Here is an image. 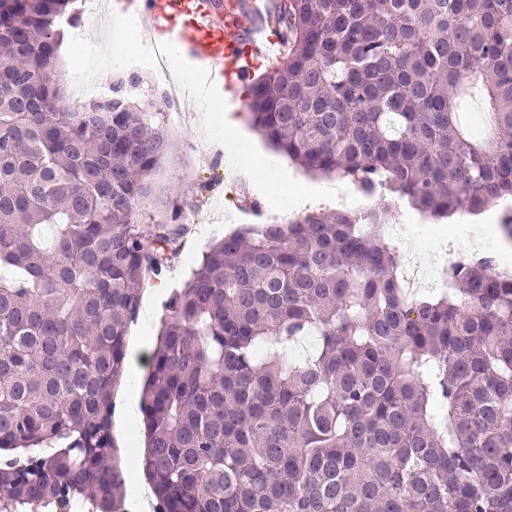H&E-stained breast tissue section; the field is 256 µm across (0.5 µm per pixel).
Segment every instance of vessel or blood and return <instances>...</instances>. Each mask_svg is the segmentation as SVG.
Returning <instances> with one entry per match:
<instances>
[{
	"label": "vessel or blood",
	"instance_id": "obj_1",
	"mask_svg": "<svg viewBox=\"0 0 512 512\" xmlns=\"http://www.w3.org/2000/svg\"><path fill=\"white\" fill-rule=\"evenodd\" d=\"M126 9L165 21L172 38L192 59L206 64V81L226 72L249 75L255 58L264 56L273 40L264 16L267 0H248L244 13L223 20L214 0H123Z\"/></svg>",
	"mask_w": 512,
	"mask_h": 512
}]
</instances>
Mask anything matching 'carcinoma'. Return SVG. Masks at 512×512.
Instances as JSON below:
<instances>
[{
	"mask_svg": "<svg viewBox=\"0 0 512 512\" xmlns=\"http://www.w3.org/2000/svg\"><path fill=\"white\" fill-rule=\"evenodd\" d=\"M75 3L0 0V512H121L112 395L187 231L185 195L134 220L173 147L140 76L78 106L54 79ZM267 23L247 107L304 170L441 218L512 198V0H270ZM399 265L373 211L202 254L142 387L156 512H512V270L457 257L423 298Z\"/></svg>",
	"mask_w": 512,
	"mask_h": 512,
	"instance_id": "carcinoma-1",
	"label": "carcinoma"
}]
</instances>
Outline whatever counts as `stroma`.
<instances>
[{
	"mask_svg": "<svg viewBox=\"0 0 512 512\" xmlns=\"http://www.w3.org/2000/svg\"><path fill=\"white\" fill-rule=\"evenodd\" d=\"M147 25L144 16L131 20L115 11L100 13L93 24L68 31L69 42L78 49L70 55L61 54L62 81H77L91 72L99 84L111 86L117 73L105 65V58L117 57L124 48L133 49L142 41ZM140 74L143 82L132 89V96L145 110L165 113L166 126L178 140L176 152L163 159L153 174L155 191L164 196L188 195L186 213L192 221L187 225L178 262L150 281L154 291L146 299L152 303L154 314L151 320L139 318L131 325L127 344L133 359L126 363L125 378L113 392L115 455L129 481L143 477L139 458L144 430L139 404L147 361L168 301L190 278L202 253L243 224H285L309 210L330 214L338 209L334 199L317 190L323 177L304 173L252 128L243 95L233 98L239 127L231 132L225 129L222 115L199 111L195 102H184L181 111H172L168 99L155 87L150 70L141 69ZM245 154L256 156L260 167L246 174L234 171L232 160ZM285 172L297 183L282 189L278 182ZM348 209H376L384 223L400 225L422 256L423 268L435 278L440 277L450 248L463 244L476 248L496 237L493 225L464 215L437 220L397 199L383 202L364 197L349 204Z\"/></svg>",
	"mask_w": 512,
	"mask_h": 512,
	"instance_id": "obj_1",
	"label": "stroma"
}]
</instances>
